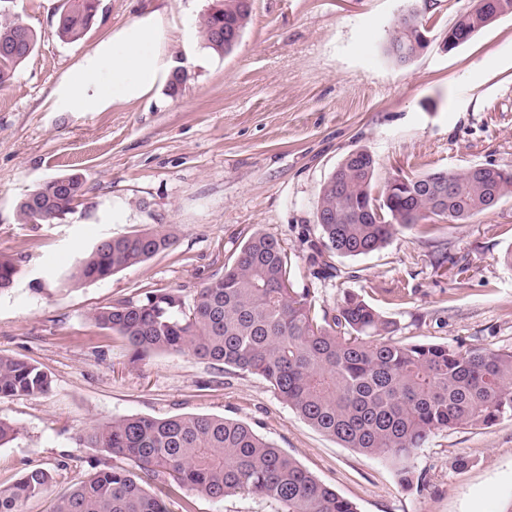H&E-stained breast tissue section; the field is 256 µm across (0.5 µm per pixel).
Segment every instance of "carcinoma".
<instances>
[{"label": "carcinoma", "mask_w": 512, "mask_h": 512, "mask_svg": "<svg viewBox=\"0 0 512 512\" xmlns=\"http://www.w3.org/2000/svg\"><path fill=\"white\" fill-rule=\"evenodd\" d=\"M100 0H65L58 33L82 38L96 21ZM251 0H215L202 18L207 47L229 53L236 43L224 31H244ZM495 22L481 9L464 11L450 26L472 38ZM417 10L393 24L386 53L406 64L427 44ZM33 32L17 20L0 21V86L34 51ZM377 162L366 150L348 152L324 183L317 208L321 246L346 257L384 248L397 234L435 216L462 222L512 197V170L482 165L404 177L409 187L374 195ZM84 194L77 173L52 178L19 203L26 221L63 220ZM174 236L148 229L99 242L66 275L78 285L106 279L171 248ZM281 244L255 235L224 273L187 303L175 290L147 288L96 309L90 320L122 336L132 359L152 353H190L214 366L262 377L303 420L346 448L399 465L413 484L409 460L429 437L461 426L488 427L512 417V352L463 349L393 339L397 323L348 293L337 313L317 319L309 294L288 279ZM18 265L0 256V288L16 281ZM51 378L37 365L0 355V399L49 392ZM115 462L97 468L57 497L50 512H169L190 495H249L278 505L277 512H357L356 506L318 481L294 458L243 423L207 415L164 418L126 415L95 424L78 437ZM53 481L44 469L25 471L0 487V512H21Z\"/></svg>", "instance_id": "obj_1"}]
</instances>
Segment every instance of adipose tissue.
<instances>
[{"mask_svg":"<svg viewBox=\"0 0 512 512\" xmlns=\"http://www.w3.org/2000/svg\"><path fill=\"white\" fill-rule=\"evenodd\" d=\"M167 28L152 11L113 32L71 69L49 97L54 112H100L134 103L164 82Z\"/></svg>","mask_w":512,"mask_h":512,"instance_id":"1","label":"adipose tissue"}]
</instances>
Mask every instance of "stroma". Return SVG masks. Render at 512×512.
Instances as JSON below:
<instances>
[{
  "mask_svg": "<svg viewBox=\"0 0 512 512\" xmlns=\"http://www.w3.org/2000/svg\"><path fill=\"white\" fill-rule=\"evenodd\" d=\"M64 0H0V17L36 37L0 87V255L20 268L0 292V354L44 369V395L0 400L17 439L0 446V484L31 467L56 473L23 512L53 499L111 455L76 444L90 426L125 415L224 417L295 458L357 512H512V420L431 435L402 485L383 458L343 447L300 418L261 377L192 354L132 361L125 340L90 312L167 288L192 301L247 239L275 238L288 277L316 312L354 293L396 321L397 340L512 352V197L461 223L400 233L358 257L319 254L316 206L342 157L368 150L376 188L397 176L475 165L512 167V16L446 50L470 0H252L231 53L199 34L213 0H101L93 28L63 41ZM417 8L429 39L413 61L385 53L392 21ZM170 31L164 47L185 80L102 112H53L64 75L144 10ZM78 173L85 193L54 223L21 219L20 199ZM163 227L174 245L80 286L65 270L101 240ZM468 466H458L459 457Z\"/></svg>",
  "mask_w": 512,
  "mask_h": 512,
  "instance_id": "stroma-1",
  "label": "stroma"
}]
</instances>
